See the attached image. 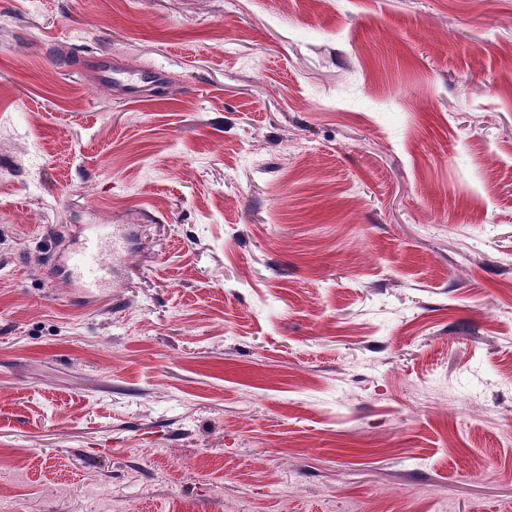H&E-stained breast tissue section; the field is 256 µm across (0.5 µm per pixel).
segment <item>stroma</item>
Returning <instances> with one entry per match:
<instances>
[{
  "label": "stroma",
  "mask_w": 512,
  "mask_h": 512,
  "mask_svg": "<svg viewBox=\"0 0 512 512\" xmlns=\"http://www.w3.org/2000/svg\"><path fill=\"white\" fill-rule=\"evenodd\" d=\"M0 504L512 512V0H0ZM91 81L106 85L116 96L131 103L142 101L160 84V69L128 70L115 58H96L87 64ZM57 266L69 275L74 288H81L97 301L103 296L91 289L106 288L112 280V233L105 226L91 231L71 244Z\"/></svg>",
  "instance_id": "obj_1"
}]
</instances>
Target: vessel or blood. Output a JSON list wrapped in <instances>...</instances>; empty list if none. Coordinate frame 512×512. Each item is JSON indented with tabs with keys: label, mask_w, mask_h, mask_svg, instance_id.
<instances>
[{
	"label": "vessel or blood",
	"mask_w": 512,
	"mask_h": 512,
	"mask_svg": "<svg viewBox=\"0 0 512 512\" xmlns=\"http://www.w3.org/2000/svg\"><path fill=\"white\" fill-rule=\"evenodd\" d=\"M87 67L94 83L109 87L116 96L136 103L148 97L163 79L161 70H128L119 60L96 58ZM73 287L83 291L104 288L112 279V235L105 229L91 231L72 243L58 260Z\"/></svg>",
	"instance_id": "obj_1"
}]
</instances>
